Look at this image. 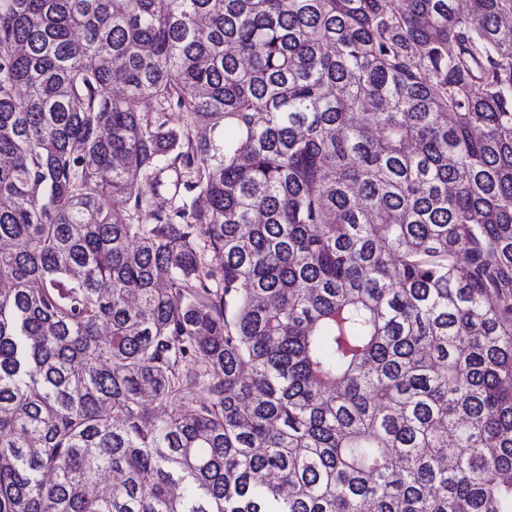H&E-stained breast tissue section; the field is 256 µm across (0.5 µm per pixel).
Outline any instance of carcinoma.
<instances>
[{"instance_id": "obj_1", "label": "carcinoma", "mask_w": 512, "mask_h": 512, "mask_svg": "<svg viewBox=\"0 0 512 512\" xmlns=\"http://www.w3.org/2000/svg\"><path fill=\"white\" fill-rule=\"evenodd\" d=\"M0 241V512H512V0H0Z\"/></svg>"}]
</instances>
